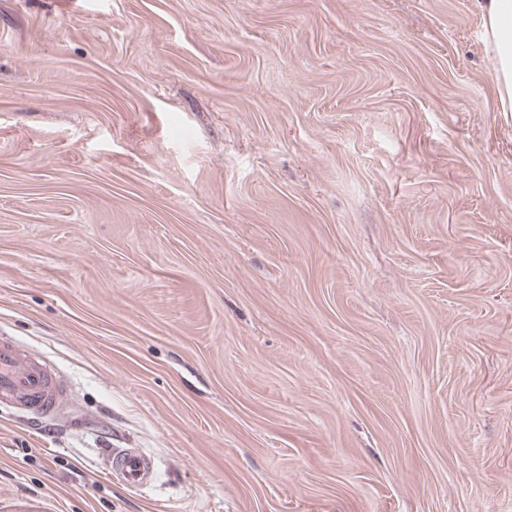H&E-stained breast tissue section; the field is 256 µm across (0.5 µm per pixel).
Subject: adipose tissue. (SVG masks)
Returning a JSON list of instances; mask_svg holds the SVG:
<instances>
[{
  "label": "adipose tissue",
  "instance_id": "ef3b65f1",
  "mask_svg": "<svg viewBox=\"0 0 512 512\" xmlns=\"http://www.w3.org/2000/svg\"><path fill=\"white\" fill-rule=\"evenodd\" d=\"M486 33L497 109L512 112V0H474Z\"/></svg>",
  "mask_w": 512,
  "mask_h": 512
}]
</instances>
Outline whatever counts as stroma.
I'll return each mask as SVG.
<instances>
[{
  "mask_svg": "<svg viewBox=\"0 0 512 512\" xmlns=\"http://www.w3.org/2000/svg\"><path fill=\"white\" fill-rule=\"evenodd\" d=\"M485 41L472 0H0V335L70 391L0 407V494L512 512ZM108 462L111 475L125 486L136 488L153 477L151 460L134 448H112Z\"/></svg>",
  "mask_w": 512,
  "mask_h": 512,
  "instance_id": "obj_1",
  "label": "stroma"
}]
</instances>
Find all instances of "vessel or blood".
Masks as SVG:
<instances>
[{"instance_id": "obj_1", "label": "vessel or blood", "mask_w": 512, "mask_h": 512, "mask_svg": "<svg viewBox=\"0 0 512 512\" xmlns=\"http://www.w3.org/2000/svg\"><path fill=\"white\" fill-rule=\"evenodd\" d=\"M67 388L48 365L0 336V406H8L42 419L61 418ZM109 469L119 481L136 488L154 473L151 460L133 448H116L108 458ZM0 512H50L45 499L0 496Z\"/></svg>"}]
</instances>
